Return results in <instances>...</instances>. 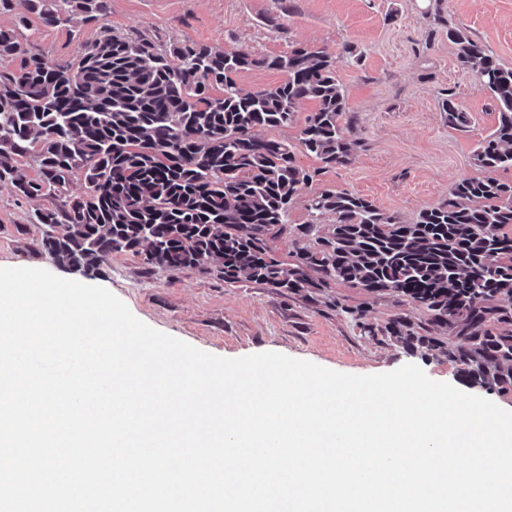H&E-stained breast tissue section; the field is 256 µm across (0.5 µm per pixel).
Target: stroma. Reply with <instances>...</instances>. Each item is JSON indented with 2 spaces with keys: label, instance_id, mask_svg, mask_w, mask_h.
Instances as JSON below:
<instances>
[{
  "label": "stroma",
  "instance_id": "35a3bbf8",
  "mask_svg": "<svg viewBox=\"0 0 512 512\" xmlns=\"http://www.w3.org/2000/svg\"><path fill=\"white\" fill-rule=\"evenodd\" d=\"M291 6L282 13L281 2ZM111 0L107 23L113 31L166 46L174 42L239 46L257 55L287 53L292 42L338 52L351 46L357 62L342 60L338 76L347 93L348 116L361 140L352 163L322 170L293 203L290 221L304 223L307 200L323 188L359 194L403 222L444 201L456 182L478 176L472 155L497 120L489 91L472 69L462 67L447 29L461 27L486 54L512 67V0ZM23 38L46 59H77L97 29L73 33L32 22ZM452 89L468 112L467 128L448 126L438 93ZM51 198L27 199L0 183V268H43L69 280L107 288L150 327L224 358L276 352L348 374L389 372L418 365L432 380L485 397L512 411V390L472 384L457 366L426 349L406 351L381 335L393 315L414 322L425 313L403 299L374 297L343 284L329 293L330 305L304 295L284 297L256 283L227 284L195 269H147L142 258L113 254L95 276L80 277L50 261L37 247L42 234L36 210ZM364 312L363 320L352 309ZM378 327L364 334L361 323Z\"/></svg>",
  "mask_w": 512,
  "mask_h": 512
}]
</instances>
